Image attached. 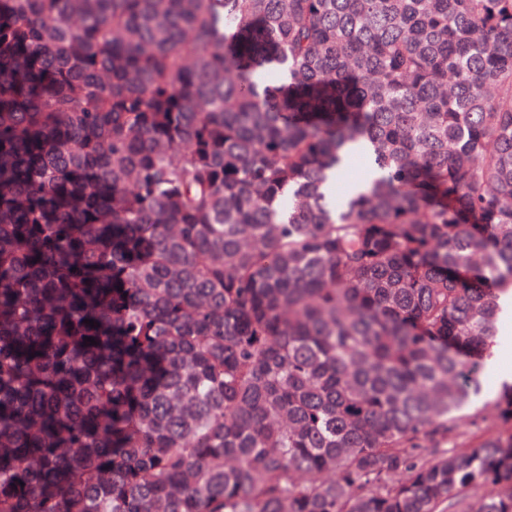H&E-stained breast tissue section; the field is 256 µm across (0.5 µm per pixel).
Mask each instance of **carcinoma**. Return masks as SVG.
I'll return each mask as SVG.
<instances>
[{"label":"carcinoma","instance_id":"obj_1","mask_svg":"<svg viewBox=\"0 0 512 512\" xmlns=\"http://www.w3.org/2000/svg\"><path fill=\"white\" fill-rule=\"evenodd\" d=\"M502 299L512 0H0V512H512ZM506 329V326L503 324H500L499 327V347H498V356L500 358V366L495 367L494 369H488L485 372V382L486 387L490 390L494 389L497 386L498 383V377L501 374V370L504 368L508 369L509 373H512V350H504L502 347V339L505 336H501L504 334V330Z\"/></svg>","mask_w":512,"mask_h":512}]
</instances>
